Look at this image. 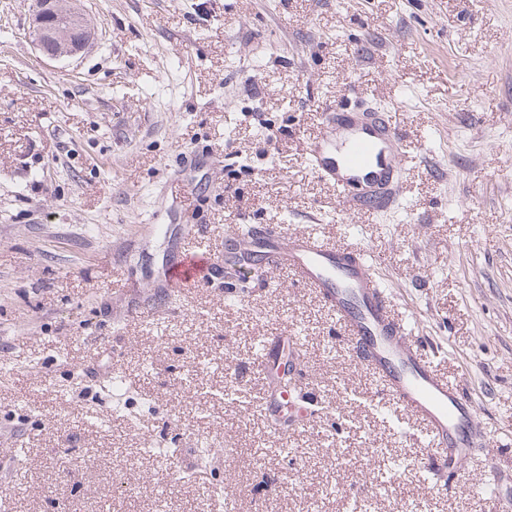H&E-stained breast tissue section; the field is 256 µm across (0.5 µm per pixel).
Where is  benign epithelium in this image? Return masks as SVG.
<instances>
[{"mask_svg":"<svg viewBox=\"0 0 512 512\" xmlns=\"http://www.w3.org/2000/svg\"><path fill=\"white\" fill-rule=\"evenodd\" d=\"M80 0H34L28 38L45 58L60 60L84 51L91 41V24Z\"/></svg>","mask_w":512,"mask_h":512,"instance_id":"benign-epithelium-1","label":"benign epithelium"}]
</instances>
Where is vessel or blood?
<instances>
[{"instance_id":"vessel-or-blood-1","label":"vessel or blood","mask_w":512,"mask_h":512,"mask_svg":"<svg viewBox=\"0 0 512 512\" xmlns=\"http://www.w3.org/2000/svg\"><path fill=\"white\" fill-rule=\"evenodd\" d=\"M404 157L397 125L381 112L327 109L306 147L316 178L345 201L366 206L386 198L405 169ZM223 256L258 273L288 268L298 282L316 288L351 336L360 362L381 379L386 393L426 424L439 470H461L479 432L476 409L463 388L449 384L422 346L410 340L365 249L346 252L307 234L285 241L277 227L265 225L225 231ZM220 257L204 247L177 250L164 270V288L174 292L206 281ZM286 402L276 378H269L261 413L280 417Z\"/></svg>"}]
</instances>
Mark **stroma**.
<instances>
[{
  "mask_svg": "<svg viewBox=\"0 0 512 512\" xmlns=\"http://www.w3.org/2000/svg\"><path fill=\"white\" fill-rule=\"evenodd\" d=\"M30 4L0 0V512H512V0H82L59 61ZM336 104L414 158L377 213L306 162ZM244 222L372 255L478 412L456 488L288 272L157 294L176 236L220 255ZM284 333L316 413L283 437L258 404Z\"/></svg>",
  "mask_w": 512,
  "mask_h": 512,
  "instance_id": "stroma-1",
  "label": "stroma"
}]
</instances>
